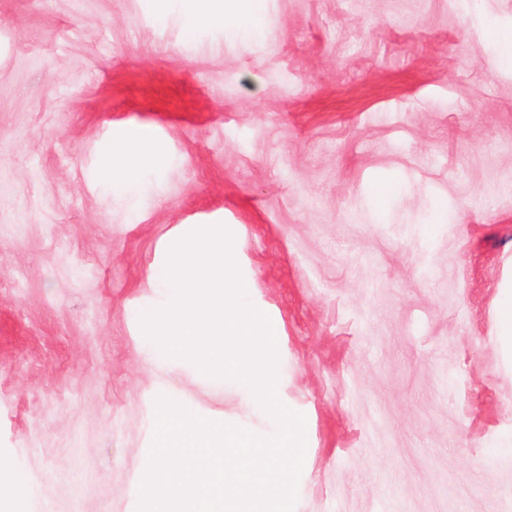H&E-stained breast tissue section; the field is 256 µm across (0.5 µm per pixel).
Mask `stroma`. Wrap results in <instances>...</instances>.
<instances>
[{
	"label": "stroma",
	"instance_id": "1",
	"mask_svg": "<svg viewBox=\"0 0 512 512\" xmlns=\"http://www.w3.org/2000/svg\"><path fill=\"white\" fill-rule=\"evenodd\" d=\"M188 10L0 0V458L27 512H134L161 395L275 433L135 318L201 224L278 329L294 512H512V65L485 48L512 0H265L254 42ZM137 137L122 187L102 159ZM155 143L148 138H135L118 143L104 158L103 166L112 169V174L133 180L142 168L143 162L153 155ZM498 317L501 328V342L510 351L512 345V292L510 289L505 290L502 294Z\"/></svg>",
	"mask_w": 512,
	"mask_h": 512
}]
</instances>
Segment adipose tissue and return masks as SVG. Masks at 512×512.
<instances>
[{
    "label": "adipose tissue",
    "mask_w": 512,
    "mask_h": 512,
    "mask_svg": "<svg viewBox=\"0 0 512 512\" xmlns=\"http://www.w3.org/2000/svg\"><path fill=\"white\" fill-rule=\"evenodd\" d=\"M262 10L263 0H206L204 5L189 11L185 29L192 33L220 18L231 34L254 41L264 35L259 22ZM155 150L152 140L135 138L117 144L104 158L103 165L111 169L113 174L131 180Z\"/></svg>",
    "instance_id": "ef3b65f1"
}]
</instances>
